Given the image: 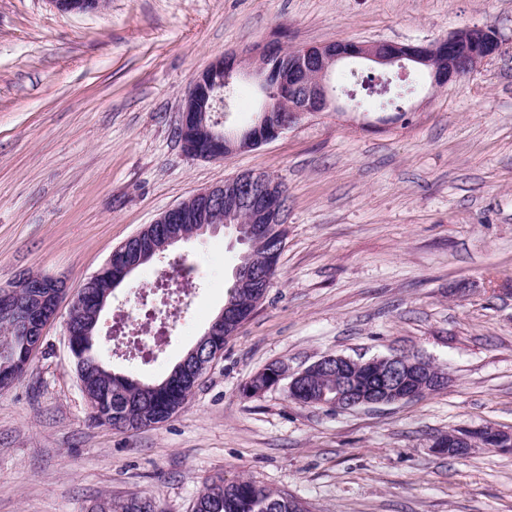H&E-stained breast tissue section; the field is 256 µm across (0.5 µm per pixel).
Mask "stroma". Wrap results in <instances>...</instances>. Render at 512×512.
I'll return each instance as SVG.
<instances>
[{
    "label": "stroma",
    "mask_w": 512,
    "mask_h": 512,
    "mask_svg": "<svg viewBox=\"0 0 512 512\" xmlns=\"http://www.w3.org/2000/svg\"><path fill=\"white\" fill-rule=\"evenodd\" d=\"M494 27L498 54L407 113L319 112L222 160L184 153L179 114L216 57L287 39L429 44ZM253 170L287 189L271 288L184 409L118 431L90 420L63 319L0 389V512H88L152 497L191 512L206 480L247 475L308 512H512V454L435 438L512 431V0H108L62 13L0 0V287L70 295L112 251L201 189ZM245 247L191 239L134 271L99 319L104 361L158 381L223 308ZM414 354L448 387L336 411L244 384L267 364ZM496 448L501 451H512V434L501 429L485 426L477 429H460L448 431L438 437L433 447L448 455L464 456L475 446Z\"/></svg>",
    "instance_id": "35a3bbf8"
}]
</instances>
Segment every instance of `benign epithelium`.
Masks as SVG:
<instances>
[{"label":"benign epithelium","mask_w":512,"mask_h":512,"mask_svg":"<svg viewBox=\"0 0 512 512\" xmlns=\"http://www.w3.org/2000/svg\"><path fill=\"white\" fill-rule=\"evenodd\" d=\"M60 11L86 12L101 7V0H51ZM500 50L494 29L469 26L458 29L431 45L393 42L360 43L345 39L320 45H302L296 53L285 55L278 45L266 46L259 56L283 60V65L268 66L245 63L246 55L230 53L218 56L190 85L180 113L177 129L179 142L187 154L196 159H222L252 150L282 136L303 116L316 112H340L345 107L330 87L336 67L348 61H362L381 68L399 67V74L408 68H423L430 77L431 88L476 73ZM246 79L262 95V105L254 121L244 128H224L220 96L223 88ZM158 224L169 225L162 236L145 244L122 242L106 263L90 278L94 282L112 277L117 288L141 265L163 257L170 247L191 238L234 228L237 240L251 244L253 240L271 237L273 226L287 223L286 194L283 187L260 172L238 174L224 184L202 189L188 203H180L163 213ZM279 263V250L270 252L267 269L257 270L243 254L235 269V279L242 284L268 290ZM28 294L20 292L21 284L0 289V298L9 305L0 310V326L13 330L25 326L28 334L43 336L44 328L59 314L67 297L65 283L50 276H40L26 284ZM250 319V315L226 305L204 333L207 355L192 350L180 364L188 374L193 394L207 368L222 355L221 336H233ZM362 368L375 374L379 383L369 388L350 380L349 368ZM336 370V397L327 406L336 410L373 408L409 402L448 386V373L419 356H384L368 360L343 355H325L304 369L289 372L279 362L268 371V388L283 387L288 397L302 402L311 394L314 375ZM512 451V434L485 426L477 429L452 430L438 437L433 448L453 456H464L475 446Z\"/></svg>","instance_id":"obj_1"}]
</instances>
